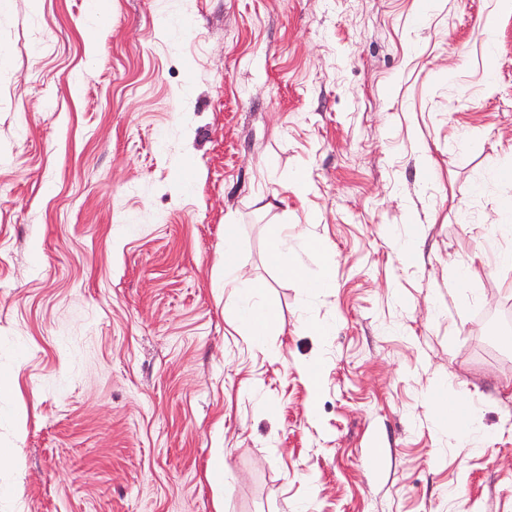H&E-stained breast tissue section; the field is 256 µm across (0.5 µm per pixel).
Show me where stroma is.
<instances>
[{
	"label": "stroma",
	"instance_id": "1",
	"mask_svg": "<svg viewBox=\"0 0 512 512\" xmlns=\"http://www.w3.org/2000/svg\"><path fill=\"white\" fill-rule=\"evenodd\" d=\"M489 2L0 0V512H512ZM230 219L261 349L224 307ZM281 224L333 288L269 263ZM273 320V311L264 306L254 305L245 312L244 329L247 336H250L252 345L259 348L264 347L265 337L269 333Z\"/></svg>",
	"mask_w": 512,
	"mask_h": 512
}]
</instances>
